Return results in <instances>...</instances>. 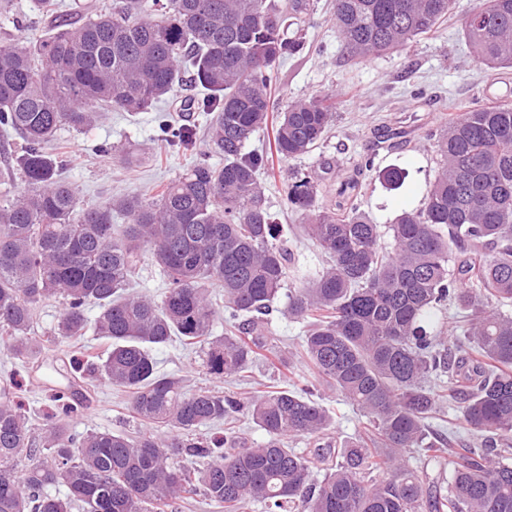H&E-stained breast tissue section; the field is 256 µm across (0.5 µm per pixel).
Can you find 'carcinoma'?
I'll return each instance as SVG.
<instances>
[{
  "mask_svg": "<svg viewBox=\"0 0 512 512\" xmlns=\"http://www.w3.org/2000/svg\"><path fill=\"white\" fill-rule=\"evenodd\" d=\"M459 0H333L331 20L347 55L364 61L400 53L434 32ZM313 0H107L76 20L54 17L29 40L0 41V144L24 188L0 197V346L28 367L88 330L107 343L53 368L44 382L52 410L35 431L12 387L0 386V512H169L201 497L239 512H512V104L448 119L435 141L438 171L420 208L386 226L353 204L331 209L301 178L288 207L327 264L288 289V316L309 322L302 348L314 381L243 400L215 389L186 392L157 374L155 352L173 339L198 349L210 376H236L264 353L285 363L259 324L292 276L293 255L259 181L267 157L245 153L268 122L277 63L305 41L285 29L313 20ZM463 35L476 62L512 68V0H474ZM190 78L201 94L179 111L211 117L197 148L193 127L159 117L157 140L198 150L182 176L153 195L83 207L62 178V153L46 145L82 132L101 113L146 112ZM327 96L294 101L274 128L284 160L312 152L334 117ZM221 162L216 163L213 158ZM379 178L399 189L404 169ZM123 213L128 222L112 223ZM150 254L167 288L161 299L129 290ZM224 291V334L209 286ZM57 299V327L36 335L35 309ZM462 313L463 339L434 329L445 307ZM97 315L90 317V308ZM448 380H443V377ZM100 380L129 397L135 436L77 433L79 386ZM335 389L366 418L369 440L316 449L285 445L327 430L331 415L313 383ZM462 404L480 448L427 440L441 401ZM243 413L266 438L254 448L225 420ZM224 433L206 435L212 426ZM417 451L442 469L409 467Z\"/></svg>",
  "mask_w": 512,
  "mask_h": 512,
  "instance_id": "1",
  "label": "carcinoma"
}]
</instances>
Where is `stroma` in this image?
Returning <instances> with one entry per match:
<instances>
[{
    "instance_id": "stroma-1",
    "label": "stroma",
    "mask_w": 512,
    "mask_h": 512,
    "mask_svg": "<svg viewBox=\"0 0 512 512\" xmlns=\"http://www.w3.org/2000/svg\"><path fill=\"white\" fill-rule=\"evenodd\" d=\"M315 27L304 29L307 48L281 61L274 98L278 106L316 95L331 97L336 117L319 145L308 155L290 161H275L262 173L271 212L283 226L281 244L291 251L299 269L318 268L320 249L301 231L297 215L285 200V183L292 174L307 176L317 188L320 205L341 203L340 189L356 182L355 204L374 223H393L402 212L421 206L436 171V154L424 136L443 126L453 107H478L512 101V68L493 70L473 59L462 34L459 16L430 35L420 37L406 52L383 55L366 62L351 61L330 19L331 0H314ZM154 112L135 115L103 113L97 125L84 133L60 132L59 146L68 156L64 177L77 192L81 205L92 206L126 194H149L160 183L186 172L193 155L162 153L156 140ZM129 145L146 154L140 165L127 167L97 147ZM396 165L404 168L403 187L389 191L378 173ZM286 296H279L267 315L268 327L288 367L257 361L243 376L216 380L203 364L202 353L188 351L172 342L157 351V370L181 378L185 390L218 387L241 398L271 387H292L311 378L301 355L300 343L306 329L302 320L289 318ZM11 379L32 422L42 425L47 410L46 394L30 369L11 359L0 348V382ZM317 400L333 418L328 431L316 439L301 437L292 445L301 451L318 447L339 448L347 440L364 435L359 412L339 393L318 387ZM128 398L118 389L98 387L89 398L84 414L72 423L73 430H126L136 432L139 423L127 410Z\"/></svg>"
}]
</instances>
